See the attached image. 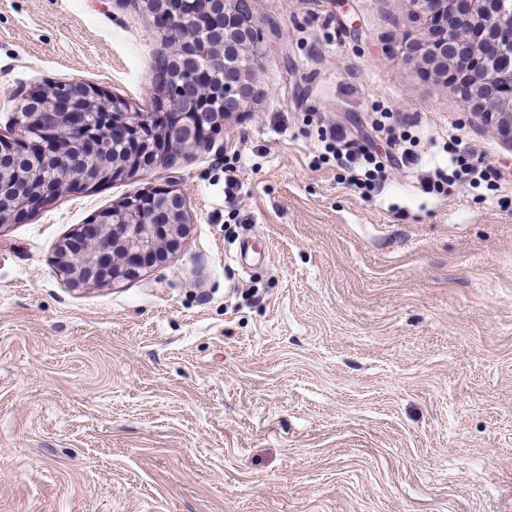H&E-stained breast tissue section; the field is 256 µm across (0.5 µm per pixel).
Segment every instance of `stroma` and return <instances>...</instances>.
<instances>
[{
    "label": "stroma",
    "instance_id": "35a3bbf8",
    "mask_svg": "<svg viewBox=\"0 0 512 512\" xmlns=\"http://www.w3.org/2000/svg\"><path fill=\"white\" fill-rule=\"evenodd\" d=\"M250 3L245 115L0 227V512H512V148L425 62L419 0ZM174 51L124 0H0V137L50 82L150 108ZM381 112L419 160L365 198L321 126L383 154ZM454 151L498 179L428 192ZM154 185L180 249L72 285L58 244Z\"/></svg>",
    "mask_w": 512,
    "mask_h": 512
}]
</instances>
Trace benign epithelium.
<instances>
[{
    "label": "benign epithelium",
    "mask_w": 512,
    "mask_h": 512,
    "mask_svg": "<svg viewBox=\"0 0 512 512\" xmlns=\"http://www.w3.org/2000/svg\"><path fill=\"white\" fill-rule=\"evenodd\" d=\"M428 19L445 14L447 25L437 31V38L426 53V59L442 69L448 68V46L456 53L451 80L461 85L475 99L480 109L476 118L495 126L503 143L512 148V101L500 91L512 85V74L503 75L498 67L501 54H512V0H422ZM196 55L205 59L206 71L215 79V99L227 103L224 114L243 112L255 95L256 78L262 68L263 53L255 23L224 13V52L220 53L205 40L195 42ZM30 97L17 105L14 114V140L32 142L37 155L42 156L55 145L64 142L74 147L93 145L104 151L112 143V134L102 137L94 125L81 126L80 133L72 128H56L55 139L49 143L35 141L29 134ZM60 112H69L78 104H89L93 113H120L125 116V137L136 145L127 163L119 170L136 176L158 163L167 155H190L198 139L184 141L180 137L183 125L167 131L166 149L154 147L158 120L149 112H132L131 103L120 96L107 95L100 88L82 82L63 83L51 99ZM56 186L46 178L34 191H25L24 200L45 205L54 197ZM136 203L130 202L100 213L93 223L84 226L80 236L68 239L57 248L61 270L75 286L87 284H118L139 277L147 268L166 264L189 234L191 218L187 207L173 212L172 223L140 224L141 234L131 241L126 217L134 213Z\"/></svg>",
    "instance_id": "7a95c632"
}]
</instances>
